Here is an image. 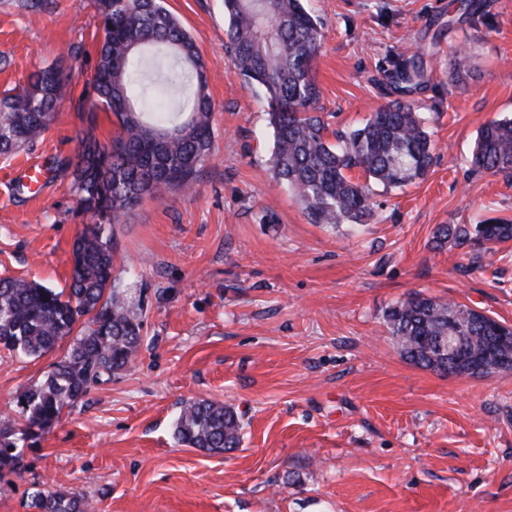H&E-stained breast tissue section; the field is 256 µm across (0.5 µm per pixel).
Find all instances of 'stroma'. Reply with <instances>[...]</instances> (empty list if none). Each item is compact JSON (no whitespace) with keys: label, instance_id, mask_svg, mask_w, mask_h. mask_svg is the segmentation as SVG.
I'll return each instance as SVG.
<instances>
[{"label":"stroma","instance_id":"35a3bbf8","mask_svg":"<svg viewBox=\"0 0 512 512\" xmlns=\"http://www.w3.org/2000/svg\"><path fill=\"white\" fill-rule=\"evenodd\" d=\"M306 0L321 23L314 75L332 127L359 125L394 95L385 73L422 58L411 95L436 145L427 176L372 184L368 224L309 223L270 171L263 97L235 74L224 0H166L197 43L214 105L194 194L148 199L115 225L116 264L145 288L133 365L98 384L0 478V512L35 491L81 494L93 512H512V371L445 375L403 359L384 312L410 294L453 300L512 326V241L437 248L441 224L512 219V174L474 170L485 123L512 115V0ZM91 0L31 13L0 0V92L58 65L71 95L32 149L0 158V276L66 288L69 171L86 129L99 35ZM47 166L21 191L22 169ZM64 347L0 350V414L41 383ZM233 406L242 445L179 444L183 402Z\"/></svg>","mask_w":512,"mask_h":512}]
</instances>
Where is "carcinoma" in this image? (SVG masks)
<instances>
[{"instance_id": "carcinoma-1", "label": "carcinoma", "mask_w": 512, "mask_h": 512, "mask_svg": "<svg viewBox=\"0 0 512 512\" xmlns=\"http://www.w3.org/2000/svg\"><path fill=\"white\" fill-rule=\"evenodd\" d=\"M102 37L90 96L89 127L78 137L70 192L75 214L91 215L72 245L68 290L36 281L0 277V346L11 355L42 356L73 336L68 352L45 380L17 399L18 417L0 419V473L23 466V448L50 432L95 385L126 370L143 341L145 311L130 305L115 275L118 242L107 228L143 200L171 191L194 192L212 142L213 105L206 63L193 37L164 0H93ZM226 49L235 74L260 88L273 128L271 167L312 224H368L374 216L370 181L399 187L424 177L435 145L414 102L406 95L424 83L413 60L391 74L404 97L376 108L362 125L329 130L317 107L313 73L321 47V23L304 0H224ZM69 76L53 65L0 95V157L19 154L48 128L67 93ZM115 118L108 143L94 134L96 110ZM471 166L512 173V118L479 131ZM358 170L361 182L352 176ZM512 240V222L441 224L435 243L483 246ZM400 355L413 365L448 373L445 338L460 336L458 374L491 339L498 346L491 373L512 370V328L485 313L437 297L412 295L384 313ZM22 427L15 428L16 421ZM242 421L233 407L208 400L183 404L174 435L190 448L228 453L241 445ZM37 512H87L76 494L38 490Z\"/></svg>"}]
</instances>
